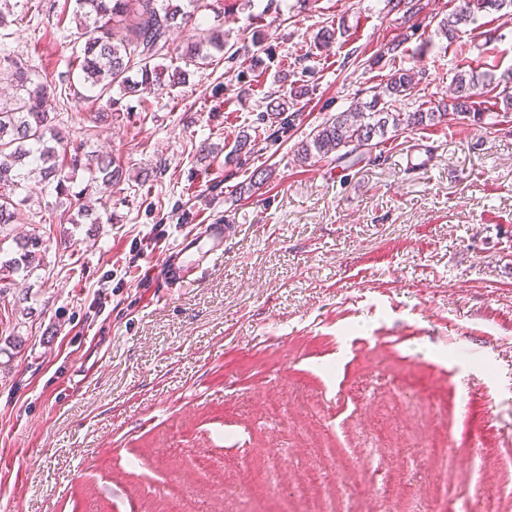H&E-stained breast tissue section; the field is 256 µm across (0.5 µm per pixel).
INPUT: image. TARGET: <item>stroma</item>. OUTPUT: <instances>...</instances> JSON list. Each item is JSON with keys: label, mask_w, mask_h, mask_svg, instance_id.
<instances>
[{"label": "stroma", "mask_w": 512, "mask_h": 512, "mask_svg": "<svg viewBox=\"0 0 512 512\" xmlns=\"http://www.w3.org/2000/svg\"><path fill=\"white\" fill-rule=\"evenodd\" d=\"M230 2L202 0L169 41L220 28L235 63L215 53L108 121L68 83L75 0H14L0 23V53L55 83L72 139L123 167L89 221L33 179L7 227L6 250L32 232L46 250L0 293V512H285L282 490L313 469L306 495L323 512H478L488 493L512 512V123L409 130L352 167L296 152L385 84L369 59L391 41L423 74L395 112L436 106L460 57L512 72V15L480 14L449 40L438 23L455 0H426L415 36L383 0L278 17L267 0ZM329 24L344 33L326 54ZM284 77L310 94L273 143ZM244 134L252 149L235 154ZM217 220L224 256L195 282L145 279ZM273 452L277 494L258 480ZM387 480L397 498L379 494Z\"/></svg>", "instance_id": "35a3bbf8"}]
</instances>
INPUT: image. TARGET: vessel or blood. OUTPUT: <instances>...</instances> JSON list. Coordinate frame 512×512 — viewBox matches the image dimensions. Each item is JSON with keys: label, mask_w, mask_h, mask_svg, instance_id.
Here are the masks:
<instances>
[{"label": "vessel or blood", "mask_w": 512, "mask_h": 512, "mask_svg": "<svg viewBox=\"0 0 512 512\" xmlns=\"http://www.w3.org/2000/svg\"><path fill=\"white\" fill-rule=\"evenodd\" d=\"M229 227L223 223L200 225L187 235L180 246L164 260L167 287L179 288L193 281L205 266L222 257Z\"/></svg>", "instance_id": "b4317fda"}]
</instances>
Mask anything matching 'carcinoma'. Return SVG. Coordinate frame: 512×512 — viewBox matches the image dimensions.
Masks as SVG:
<instances>
[{
  "instance_id": "obj_1",
  "label": "carcinoma",
  "mask_w": 512,
  "mask_h": 512,
  "mask_svg": "<svg viewBox=\"0 0 512 512\" xmlns=\"http://www.w3.org/2000/svg\"><path fill=\"white\" fill-rule=\"evenodd\" d=\"M75 17L84 44L77 51L79 83L106 100V106L118 111L119 98L139 90L186 83L187 70L162 64L178 58L186 66H200L210 58V50L227 47L224 32L204 33L182 49L170 46L168 32L177 20H189L187 12L170 0H75ZM386 6L400 11L409 22L425 9L422 0H387ZM512 11V0H457L439 28L453 38L457 27L485 12ZM403 41L381 47L370 61L382 65L396 61L402 54ZM0 84L7 93L0 94V230L14 223L18 207L25 199L17 190L31 178L53 188L56 199L69 203L79 219L88 218L91 208L85 196L70 190L76 172L89 173L91 182L110 185L121 179L123 171L112 160L91 157L83 143H74L57 117L51 115L50 98L56 88L36 75L22 60L0 56ZM418 84V74L398 68L389 75L385 87L368 102H357L318 125L300 142L301 162L336 156V159L371 157L373 150L386 140L388 132L398 133L433 126L448 115L467 119L478 126H501L512 116V75L495 79L491 73L460 64L452 78V97L438 102L436 109L392 112L388 99L408 96ZM119 92V97L112 95ZM42 247L40 237L30 235L17 243L15 255L0 258V286L7 288L13 277L28 271L36 252Z\"/></svg>"
}]
</instances>
